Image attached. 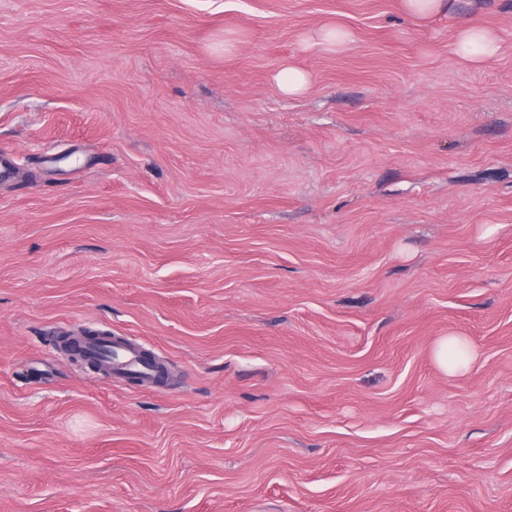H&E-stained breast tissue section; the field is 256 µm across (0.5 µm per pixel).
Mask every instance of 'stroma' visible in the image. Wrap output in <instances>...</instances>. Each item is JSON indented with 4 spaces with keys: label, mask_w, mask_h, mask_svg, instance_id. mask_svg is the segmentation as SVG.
I'll return each instance as SVG.
<instances>
[{
    "label": "stroma",
    "mask_w": 512,
    "mask_h": 512,
    "mask_svg": "<svg viewBox=\"0 0 512 512\" xmlns=\"http://www.w3.org/2000/svg\"><path fill=\"white\" fill-rule=\"evenodd\" d=\"M2 161L0 512H512V0H0ZM456 0H403L406 11L413 17L430 23L439 17H453ZM454 46L462 60L473 63L494 58L501 50L498 35L473 18L457 22ZM312 39L316 44L336 51L344 49L351 41L349 32L340 27L321 29L315 32ZM274 79L280 92L288 97L303 93L310 82L306 72L293 66L282 67ZM476 355L470 342L462 336L448 335L439 339L433 348L436 365L446 374L456 375L468 371ZM116 357L107 364L108 373L116 378H124L127 372H136L146 386H151L155 372L140 359L138 346L126 340L125 344L115 347Z\"/></svg>",
    "instance_id": "obj_1"
}]
</instances>
